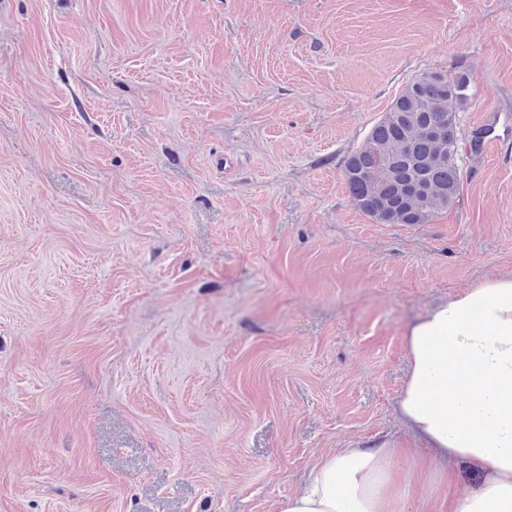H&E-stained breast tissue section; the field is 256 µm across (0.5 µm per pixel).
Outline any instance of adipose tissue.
<instances>
[{"label": "adipose tissue", "instance_id": "1", "mask_svg": "<svg viewBox=\"0 0 512 512\" xmlns=\"http://www.w3.org/2000/svg\"><path fill=\"white\" fill-rule=\"evenodd\" d=\"M405 342L398 415L434 466V512H512V274L430 307L407 326ZM412 454L337 449L278 512H402L396 462ZM460 465L480 474L478 488L442 492Z\"/></svg>", "mask_w": 512, "mask_h": 512}]
</instances>
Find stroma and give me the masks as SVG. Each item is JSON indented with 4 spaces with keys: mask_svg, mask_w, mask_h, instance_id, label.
<instances>
[{
    "mask_svg": "<svg viewBox=\"0 0 512 512\" xmlns=\"http://www.w3.org/2000/svg\"><path fill=\"white\" fill-rule=\"evenodd\" d=\"M457 66L492 134L374 223L344 159ZM505 274L512 0H0V512H277L415 447L406 326Z\"/></svg>",
    "mask_w": 512,
    "mask_h": 512,
    "instance_id": "1",
    "label": "stroma"
}]
</instances>
